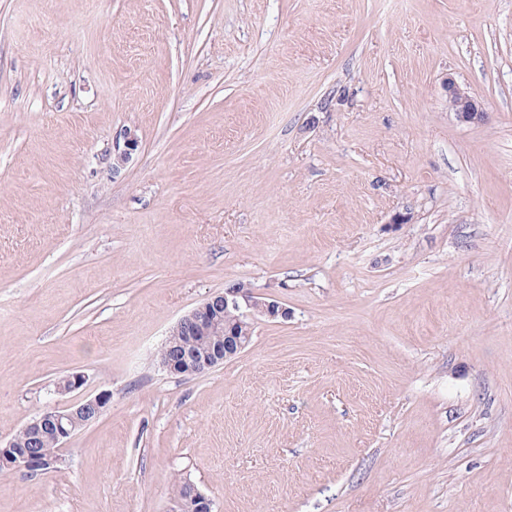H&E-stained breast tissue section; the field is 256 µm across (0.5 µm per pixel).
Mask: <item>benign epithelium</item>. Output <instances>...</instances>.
Listing matches in <instances>:
<instances>
[{
	"label": "benign epithelium",
	"instance_id": "1",
	"mask_svg": "<svg viewBox=\"0 0 512 512\" xmlns=\"http://www.w3.org/2000/svg\"><path fill=\"white\" fill-rule=\"evenodd\" d=\"M444 86L448 103L457 118L470 123L484 120L486 112L453 79H446ZM257 314L271 319H286L288 309L276 300L254 295L245 285L224 289V292L210 297L184 315L170 332L172 336L196 339L199 350L191 355L183 354L179 347L168 341L161 351V364L173 374L188 376L199 375L224 364L250 343L252 317ZM214 336L223 339V349L211 347ZM109 400V394L100 393L63 407L45 410L31 418L24 429L35 438L49 429L61 447L78 430L100 417ZM58 460V456L51 459L41 457L36 446L19 451L12 440L4 446L0 445V466L15 471L33 474ZM168 512H212L211 501L190 484L183 500L169 503Z\"/></svg>",
	"mask_w": 512,
	"mask_h": 512
}]
</instances>
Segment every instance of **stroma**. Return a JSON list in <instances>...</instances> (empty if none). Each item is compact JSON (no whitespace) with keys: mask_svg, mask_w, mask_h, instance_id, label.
Returning <instances> with one entry per match:
<instances>
[{"mask_svg":"<svg viewBox=\"0 0 512 512\" xmlns=\"http://www.w3.org/2000/svg\"><path fill=\"white\" fill-rule=\"evenodd\" d=\"M102 392L0 512H512V0H0V442ZM444 86L448 93V103L457 115V118L470 123L484 120L486 112L452 78H446ZM256 314L271 319L287 318L288 310L278 301L255 296L246 285L225 288L224 293L211 296L207 301L184 315L170 332L171 342L166 341L160 361L170 373L199 375L224 361L235 357L250 343L252 317ZM224 316L231 321L224 325ZM190 336L200 347L191 356L182 354L173 343L188 344ZM223 338L224 348L211 347L212 337ZM173 342V343H172ZM167 511L212 512V507L210 499L194 485L189 484L184 499L170 502Z\"/></svg>","mask_w":512,"mask_h":512,"instance_id":"1","label":"stroma"}]
</instances>
